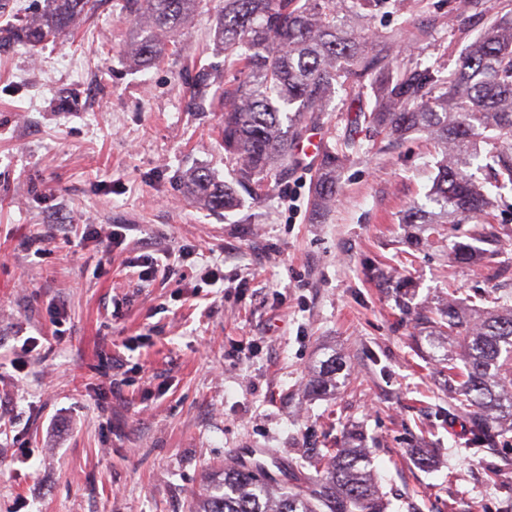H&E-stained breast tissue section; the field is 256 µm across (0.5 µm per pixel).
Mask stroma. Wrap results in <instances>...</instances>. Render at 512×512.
<instances>
[{
    "instance_id": "35a3bbf8",
    "label": "stroma",
    "mask_w": 512,
    "mask_h": 512,
    "mask_svg": "<svg viewBox=\"0 0 512 512\" xmlns=\"http://www.w3.org/2000/svg\"><path fill=\"white\" fill-rule=\"evenodd\" d=\"M458 2L385 8L368 33L401 64L454 69L512 10L485 0L464 35ZM223 5L201 0L145 70L124 59L125 0H96L63 40L0 48V512H189L250 449L292 469L352 432L388 512H512V432L471 445L442 362L459 348L431 347L418 320L452 298L477 314L512 306V287L454 264L447 243L408 244L401 217L435 175L425 135L356 123L340 86L312 131L355 142L328 210H314L318 159L302 153L233 211L188 203L185 171L228 182L234 169L217 108L233 73L212 39ZM492 201L491 263L511 268L512 191ZM85 224L125 238L104 254ZM163 255L169 270L146 282L127 266ZM333 355L337 386L314 394Z\"/></svg>"
}]
</instances>
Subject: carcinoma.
<instances>
[{"instance_id":"cac0c4a2","label":"carcinoma","mask_w":512,"mask_h":512,"mask_svg":"<svg viewBox=\"0 0 512 512\" xmlns=\"http://www.w3.org/2000/svg\"><path fill=\"white\" fill-rule=\"evenodd\" d=\"M32 18L0 26V45H35L66 36L91 12L93 0H43ZM200 0H133L138 16L124 47L135 66L147 67L178 42ZM386 0H224L215 44L231 65L243 64L236 83L220 96L224 153L235 163L236 182L260 185L288 164L293 144L328 111L336 85L361 95L371 88L370 111L358 109L368 125L395 138L423 133L436 148L430 206H413L401 223L418 230L417 248L443 239L444 224H475L470 241L455 242L452 261L479 265L495 228L491 199L470 173L481 158L489 183L512 189V15L495 19L467 45L455 69L399 65L383 40L360 35L367 17ZM458 30L483 14V0H463ZM486 148L480 155V147ZM354 148L324 149L312 186L314 207L331 206ZM190 198L209 210L239 205L234 188L208 170L185 175ZM438 336H455L464 348V368L448 359V383H457L473 411L471 443L504 437L499 417L512 418V307L473 317L455 301L425 317ZM313 469L312 480L304 470ZM287 487L264 467H226L191 512H387L365 448L351 436L341 448L303 461Z\"/></svg>"}]
</instances>
